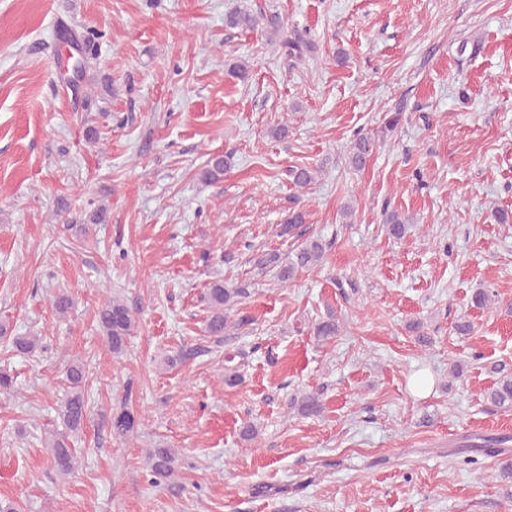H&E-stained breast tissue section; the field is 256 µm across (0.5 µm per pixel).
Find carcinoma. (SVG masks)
I'll list each match as a JSON object with an SVG mask.
<instances>
[{
	"label": "carcinoma",
	"mask_w": 512,
	"mask_h": 512,
	"mask_svg": "<svg viewBox=\"0 0 512 512\" xmlns=\"http://www.w3.org/2000/svg\"><path fill=\"white\" fill-rule=\"evenodd\" d=\"M230 28L253 29L262 26L266 32L277 38L284 28L280 15L273 11H267L260 7L251 9H238L225 19ZM103 34L94 29H86L80 34V39L86 55L81 71H87L89 60L96 59L99 39ZM279 47L282 53L290 58L300 60L304 51L309 48L305 37L296 32H290L282 38ZM375 140L368 136L357 137L350 148V165L359 169L364 166L367 157L371 154ZM231 166L228 157H215L211 159L201 171V180L207 183L217 182L224 176V171ZM292 183L298 188H307L314 184L317 171L311 167H295L289 170ZM387 234L400 240L405 237L410 228L408 219L402 217L396 211L385 212ZM327 245L319 239L308 238L299 243L286 258L276 253H267L255 260V265L261 271L266 269L276 270V277L285 283L294 279L297 272L307 270L319 265L326 252ZM245 295V289L241 287L228 288L224 281L213 282L207 289L206 300L211 315L207 323V332L211 336H225L230 329H238L249 324L250 319L244 315L235 322H229V311L238 303V298ZM52 307L59 315H66L73 307L72 297L64 290L58 291L52 298ZM98 323L103 338L112 350V354L121 355L126 349L129 336L136 328V317L127 303L118 296L108 298L98 311ZM340 332L339 323L332 315L315 324L314 335L320 340H328L337 336ZM39 345L36 336H17L12 341V347L22 354H34ZM499 374L493 388L486 393V399L491 404L499 407H512V372L500 366L495 368ZM65 378L67 391L62 399L59 415L69 431L76 433L83 429L89 413V401L85 397V372L82 365L72 363L68 365ZM290 406L298 407V412L303 416H317L323 411V401L317 392H304L292 399ZM144 417L134 413L127 404H122L112 410L110 417V430L117 438L125 439L137 431L142 425ZM469 448H480L495 456L503 455L512 447L511 435L477 436L474 441L467 444ZM51 464L55 470L68 475L74 469L77 459L74 449L67 437L62 436L53 440L50 444ZM179 458L172 448H151L147 452V476L149 483L158 486L172 479L178 469Z\"/></svg>",
	"instance_id": "1"
}]
</instances>
